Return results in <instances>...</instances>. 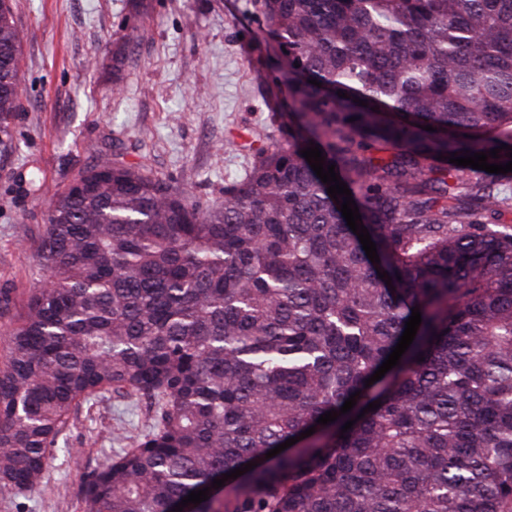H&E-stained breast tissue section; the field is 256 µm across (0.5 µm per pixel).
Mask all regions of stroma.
<instances>
[{"label": "stroma", "instance_id": "35a3bbf8", "mask_svg": "<svg viewBox=\"0 0 512 512\" xmlns=\"http://www.w3.org/2000/svg\"><path fill=\"white\" fill-rule=\"evenodd\" d=\"M17 0L21 110L0 131V359L29 288L48 198L103 155L143 165L193 198L212 199L254 162L256 147L288 140V87L252 0ZM124 47L114 69L112 53ZM149 423L146 406L104 394L61 436L69 454L41 484L0 492V512H85L80 481Z\"/></svg>", "mask_w": 512, "mask_h": 512}]
</instances>
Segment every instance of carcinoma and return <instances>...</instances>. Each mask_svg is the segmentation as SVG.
<instances>
[{
    "label": "carcinoma",
    "instance_id": "obj_1",
    "mask_svg": "<svg viewBox=\"0 0 512 512\" xmlns=\"http://www.w3.org/2000/svg\"><path fill=\"white\" fill-rule=\"evenodd\" d=\"M254 7L288 67V144L206 202L109 158L73 178L94 190L50 195L45 278L0 366V492L39 485L74 410L110 391L152 424L82 481L88 512H171L249 462L186 510L512 512V196L449 162L512 160V0ZM14 8L0 0L1 124L21 109ZM312 142L380 262L302 157ZM416 306L399 365L366 386Z\"/></svg>",
    "mask_w": 512,
    "mask_h": 512
}]
</instances>
